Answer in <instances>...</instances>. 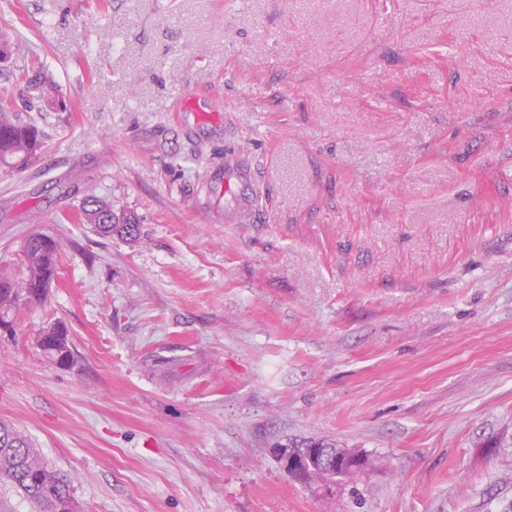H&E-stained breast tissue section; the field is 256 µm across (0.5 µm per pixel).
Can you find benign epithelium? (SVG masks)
<instances>
[{
  "mask_svg": "<svg viewBox=\"0 0 512 512\" xmlns=\"http://www.w3.org/2000/svg\"><path fill=\"white\" fill-rule=\"evenodd\" d=\"M279 461L285 474L301 484L320 476L354 479L367 469L364 453L352 448L292 446L280 449Z\"/></svg>",
  "mask_w": 512,
  "mask_h": 512,
  "instance_id": "obj_1",
  "label": "benign epithelium"
}]
</instances>
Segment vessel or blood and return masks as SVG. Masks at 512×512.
Here are the masks:
<instances>
[{"mask_svg":"<svg viewBox=\"0 0 512 512\" xmlns=\"http://www.w3.org/2000/svg\"><path fill=\"white\" fill-rule=\"evenodd\" d=\"M257 179L255 168L234 153L226 155L223 166L212 169L208 185L210 191L225 198V223L250 222L258 208V195L250 191L249 186Z\"/></svg>","mask_w":512,"mask_h":512,"instance_id":"1","label":"vessel or blood"}]
</instances>
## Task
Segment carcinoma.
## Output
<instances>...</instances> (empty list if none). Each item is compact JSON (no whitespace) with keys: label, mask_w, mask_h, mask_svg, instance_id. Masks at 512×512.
<instances>
[{"label":"carcinoma","mask_w":512,"mask_h":512,"mask_svg":"<svg viewBox=\"0 0 512 512\" xmlns=\"http://www.w3.org/2000/svg\"><path fill=\"white\" fill-rule=\"evenodd\" d=\"M38 111L49 112L58 103L55 88L47 77L34 70L27 75ZM42 148V135L30 122H22L0 106V168L22 170ZM83 220L94 225L103 236L135 241L140 237L137 218L116 210L112 204L88 197L79 205ZM62 243L53 236L35 232L22 247L19 273L0 275V312L21 303L40 302L58 274V255ZM45 356L56 363L72 352L68 334L60 324L46 327L37 338ZM0 477L13 483L22 495L39 507V512H80L73 494L71 478L50 467L32 448L27 436L12 426L0 423Z\"/></svg>","instance_id":"carcinoma-1"}]
</instances>
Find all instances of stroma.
<instances>
[{
    "mask_svg": "<svg viewBox=\"0 0 512 512\" xmlns=\"http://www.w3.org/2000/svg\"><path fill=\"white\" fill-rule=\"evenodd\" d=\"M0 33L44 141L0 174V274L62 243L0 319V422L84 512H512V0H0ZM228 150L265 176L248 224L205 188ZM306 438L378 464L299 484ZM31 72L27 70L26 79L34 92L33 99L39 103L38 112H49L59 101L56 90L44 74L33 68ZM79 212L87 224H94L103 236H117L135 241L140 237V226L135 215L116 210L112 203L95 198H85L79 205ZM62 243L53 236L35 232L22 247L19 273L0 275V312L24 303L41 302L58 274ZM41 290V291H40ZM37 344L45 356L55 363H62V359H67L63 353L68 352L73 357L68 334L60 324L53 323L46 327L37 338Z\"/></svg>",
    "mask_w": 512,
    "mask_h": 512,
    "instance_id": "stroma-1",
    "label": "stroma"
}]
</instances>
